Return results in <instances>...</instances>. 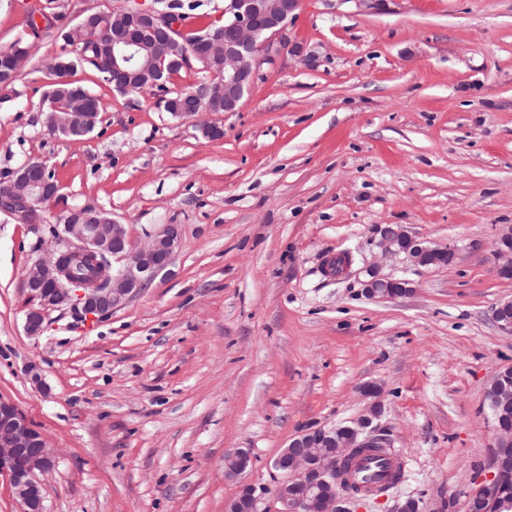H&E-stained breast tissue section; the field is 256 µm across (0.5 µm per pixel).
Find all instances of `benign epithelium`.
<instances>
[{"mask_svg":"<svg viewBox=\"0 0 512 512\" xmlns=\"http://www.w3.org/2000/svg\"><path fill=\"white\" fill-rule=\"evenodd\" d=\"M299 7V0H224V35L207 39L197 58L223 57L218 82L224 87V111L235 112L256 77L260 53L272 50L275 41L285 42V31ZM121 25L112 29L108 81L112 89L126 93L137 81L157 83L166 54L178 30L174 12L156 7L121 6ZM149 31L155 60L139 63L143 40L139 33ZM58 186L53 182H27L21 193L13 184L0 186V197L15 205V211L38 208ZM377 244L388 256L405 255L416 267L444 266L453 252L435 247L408 233L398 224L375 227ZM181 237L177 224H158L136 246L123 224L112 222L105 229L89 223L78 208L67 216L66 224L54 238L53 253L58 258H42L28 268L23 286L37 307L26 313L25 327L30 335L43 330L45 314L68 308L81 321H98L127 306L154 282L173 261ZM87 259L101 268V281L94 283L73 278L62 266L64 254ZM493 257L498 276L512 279V225L504 226L495 242ZM368 279L361 292L369 298L393 299L412 292L406 279L379 274L378 265L367 266ZM360 393L367 404L351 426L316 427L294 435L274 461L279 479L273 489L239 484L236 494L225 501L224 512H345V499L335 487L336 468L369 447L377 435L373 423L382 410V388L365 383ZM493 446L484 464L485 477L471 483L464 492L467 512H502L512 498V428L491 423ZM55 463L44 435L12 400L0 396V475L7 477L20 512H44L43 487L37 473ZM252 466L249 452L235 448L224 456L225 478L237 480Z\"/></svg>","mask_w":512,"mask_h":512,"instance_id":"obj_1","label":"benign epithelium"}]
</instances>
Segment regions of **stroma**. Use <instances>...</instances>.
Masks as SVG:
<instances>
[{"label":"stroma","mask_w":512,"mask_h":512,"mask_svg":"<svg viewBox=\"0 0 512 512\" xmlns=\"http://www.w3.org/2000/svg\"><path fill=\"white\" fill-rule=\"evenodd\" d=\"M64 48L57 32L37 39L0 101V181L43 161L60 186L48 223L91 206L135 242L158 224L181 240L123 309L94 324L55 310L31 336L23 276L44 251L0 212V396L55 455L39 476L45 512H224L228 449L252 453L246 482L274 487L290 438L349 424L370 381L406 478L349 512L409 496L465 512L492 446L485 391L512 366V334L492 319L512 300L493 258L512 225V0H301L238 111L188 120L81 70L109 108L76 142L45 125L43 65ZM379 224L456 258L382 257ZM344 250L350 272L327 276L325 257ZM374 260L412 293L361 295Z\"/></svg>","instance_id":"1"}]
</instances>
